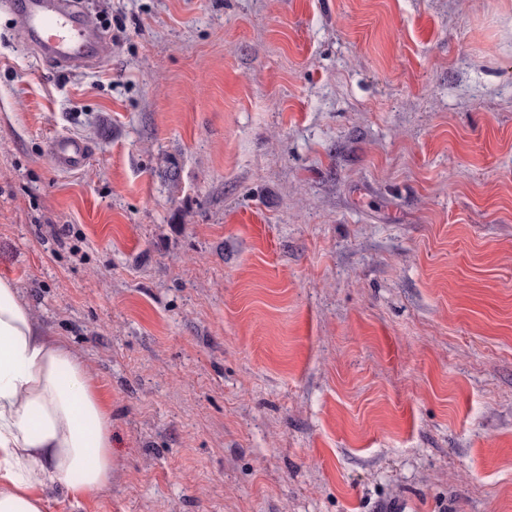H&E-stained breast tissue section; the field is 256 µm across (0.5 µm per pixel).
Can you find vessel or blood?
Masks as SVG:
<instances>
[{
  "mask_svg": "<svg viewBox=\"0 0 512 512\" xmlns=\"http://www.w3.org/2000/svg\"><path fill=\"white\" fill-rule=\"evenodd\" d=\"M9 6L43 61L77 70L96 59L98 33L77 0H10ZM48 153L55 168L71 171L85 164L88 147L73 137H56Z\"/></svg>",
  "mask_w": 512,
  "mask_h": 512,
  "instance_id": "1",
  "label": "vessel or blood"
}]
</instances>
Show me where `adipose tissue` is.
Masks as SVG:
<instances>
[{"mask_svg": "<svg viewBox=\"0 0 512 512\" xmlns=\"http://www.w3.org/2000/svg\"><path fill=\"white\" fill-rule=\"evenodd\" d=\"M112 471V409L91 371L0 277V512H45L49 490L87 495Z\"/></svg>", "mask_w": 512, "mask_h": 512, "instance_id": "adipose-tissue-1", "label": "adipose tissue"}]
</instances>
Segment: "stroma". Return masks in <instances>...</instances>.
I'll use <instances>...</instances> for the list:
<instances>
[{"label": "stroma", "mask_w": 512, "mask_h": 512, "mask_svg": "<svg viewBox=\"0 0 512 512\" xmlns=\"http://www.w3.org/2000/svg\"><path fill=\"white\" fill-rule=\"evenodd\" d=\"M79 2L70 71L0 0V276L119 465L46 512H512V0ZM48 153L55 168L71 171L85 164L88 147L77 138L55 137L48 143Z\"/></svg>", "instance_id": "1"}]
</instances>
